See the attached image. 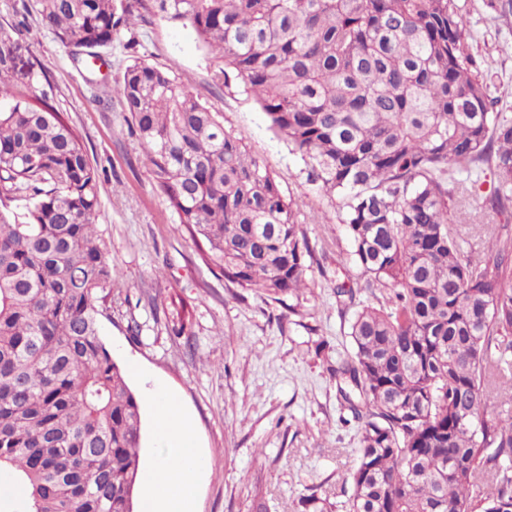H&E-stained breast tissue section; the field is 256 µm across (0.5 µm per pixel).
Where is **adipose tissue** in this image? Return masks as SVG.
<instances>
[{"mask_svg": "<svg viewBox=\"0 0 512 512\" xmlns=\"http://www.w3.org/2000/svg\"><path fill=\"white\" fill-rule=\"evenodd\" d=\"M150 405L156 434L175 460L147 465V495L142 512H194V488L203 468V457L194 446L192 420L181 404L164 391L153 392Z\"/></svg>", "mask_w": 512, "mask_h": 512, "instance_id": "1", "label": "adipose tissue"}]
</instances>
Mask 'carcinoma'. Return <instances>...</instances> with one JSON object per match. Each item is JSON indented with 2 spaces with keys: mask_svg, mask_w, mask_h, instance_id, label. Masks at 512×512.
Segmentation results:
<instances>
[{
  "mask_svg": "<svg viewBox=\"0 0 512 512\" xmlns=\"http://www.w3.org/2000/svg\"><path fill=\"white\" fill-rule=\"evenodd\" d=\"M63 46L93 56L150 8L189 23L270 128L338 196L360 270L336 288L352 352L332 369L360 426L345 512H512V235L464 250L448 175L486 164L512 207V121L493 110L458 0H37ZM28 26L0 28V467L29 512H134L141 405L100 336L115 272L99 176L46 98ZM160 191L231 283L280 304L313 249L294 201L219 113L135 60L113 86ZM24 201L20 212L9 203ZM371 297L362 300L361 295ZM483 481L492 491L474 496ZM305 512L329 501L309 488Z\"/></svg>",
  "mask_w": 512,
  "mask_h": 512,
  "instance_id": "1",
  "label": "carcinoma"
}]
</instances>
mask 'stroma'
Wrapping results in <instances>:
<instances>
[{
	"mask_svg": "<svg viewBox=\"0 0 512 512\" xmlns=\"http://www.w3.org/2000/svg\"><path fill=\"white\" fill-rule=\"evenodd\" d=\"M460 2L495 109L512 119V13L500 15L487 0ZM21 20L45 72L38 92L80 133L100 175L98 230L117 275L102 337L129 367L139 396L164 386L191 416L204 456L196 512H304L300 499L312 486L343 512L360 429L330 372L351 348L336 286L361 275L335 205L307 182L299 156L270 130L255 100L213 83L220 61L191 26L152 12L136 25H118L111 43L97 48L104 64L92 73L43 28L35 0H0V28ZM136 59L170 70L221 113L225 129L303 212L314 260L293 319L255 293L237 296L204 262L159 190L112 92Z\"/></svg>",
	"mask_w": 512,
	"mask_h": 512,
	"instance_id": "obj_1",
	"label": "stroma"
}]
</instances>
